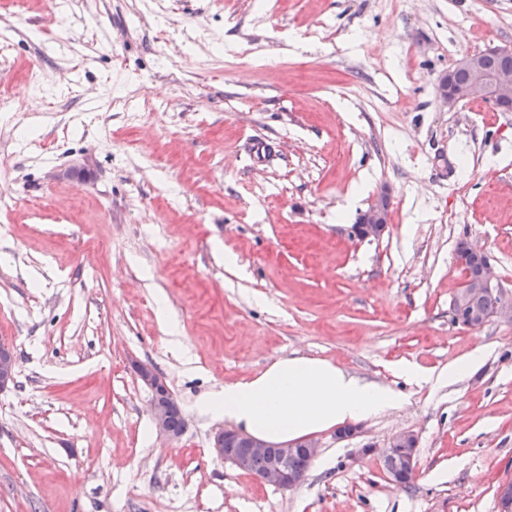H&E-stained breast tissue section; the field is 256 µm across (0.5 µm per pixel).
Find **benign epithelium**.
I'll list each match as a JSON object with an SVG mask.
<instances>
[{
	"instance_id": "7a95c632",
	"label": "benign epithelium",
	"mask_w": 512,
	"mask_h": 512,
	"mask_svg": "<svg viewBox=\"0 0 512 512\" xmlns=\"http://www.w3.org/2000/svg\"><path fill=\"white\" fill-rule=\"evenodd\" d=\"M456 67L468 72V80L458 84L454 76L443 74L437 85V95L448 108L453 109L464 100L473 97H485L495 108L512 107V68L503 67L494 72L488 71L483 64V54L467 53L463 55ZM391 193L382 189L371 205L360 213L354 225L355 236L366 239L377 238L384 233L389 224ZM497 276L490 257H485L481 277L472 288L474 292H496ZM468 302L467 290L461 289L453 301L455 323L474 328L482 325L484 317L473 312L465 313ZM492 317L512 321V297L498 295ZM17 357L7 346L0 347V392L15 384ZM134 370L140 380L150 389V411L156 432L167 440H175L180 434L173 432L168 424L172 395L169 387L159 373L152 367L136 363ZM214 452L237 469L244 470L256 458L266 460V466L258 479L279 489L295 487L301 477L289 466V461L301 453L312 461L318 455L319 442L314 437H304L280 444H270L253 438L235 429L218 432L213 441ZM383 456H395L400 459L403 473L415 470L417 440L410 432H402L392 437Z\"/></svg>"
}]
</instances>
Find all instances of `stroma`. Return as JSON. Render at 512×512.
I'll use <instances>...</instances> for the list:
<instances>
[{
  "mask_svg": "<svg viewBox=\"0 0 512 512\" xmlns=\"http://www.w3.org/2000/svg\"><path fill=\"white\" fill-rule=\"evenodd\" d=\"M2 41L0 512H499L512 321L451 307L462 240L512 296V112L447 110L436 86L512 45V0H0ZM385 185V233L356 237ZM480 345L451 384L399 370ZM294 356L405 401L318 432L278 490L214 453L225 423L200 402ZM136 362L180 405L178 440ZM403 431L407 487L381 453ZM467 289H460L453 301L455 323L464 327L474 328L481 326L484 322L483 315L479 316L474 312L465 314V308L468 302ZM17 357L7 346L0 347V392L15 385ZM133 367L140 380L151 391L150 411L156 432L167 440L178 439L184 432L185 422L183 420V427L179 433L171 430L177 431L181 428L182 412L178 403H173L169 417L172 395L164 377L146 364L135 363ZM417 440L415 436L410 432H402L396 434L392 437L386 448L383 449L382 454L384 457L386 456H395L400 459L401 468L404 473L408 471L414 474L415 465H416V455H417ZM385 466L389 473L395 467V459L392 457L385 458ZM392 481L400 486H405L406 481L404 477L397 473L393 472L390 474Z\"/></svg>",
  "mask_w": 512,
  "mask_h": 512,
  "instance_id": "obj_1",
  "label": "stroma"
}]
</instances>
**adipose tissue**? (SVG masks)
<instances>
[{
  "label": "adipose tissue",
  "instance_id": "ef3b65f1",
  "mask_svg": "<svg viewBox=\"0 0 512 512\" xmlns=\"http://www.w3.org/2000/svg\"><path fill=\"white\" fill-rule=\"evenodd\" d=\"M400 393L331 362L306 357L275 361L257 376L225 385L202 403L204 412L237 430L283 443L397 407Z\"/></svg>",
  "mask_w": 512,
  "mask_h": 512
}]
</instances>
